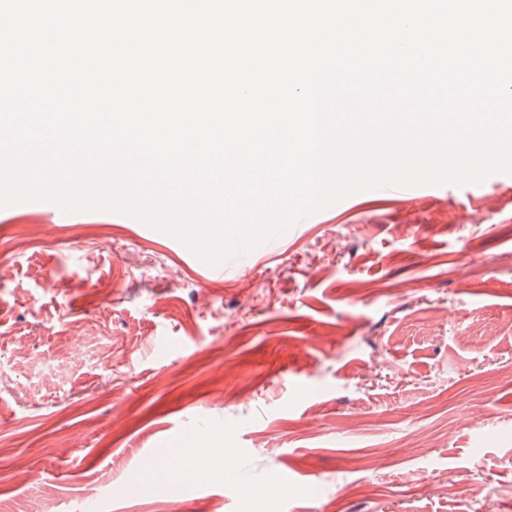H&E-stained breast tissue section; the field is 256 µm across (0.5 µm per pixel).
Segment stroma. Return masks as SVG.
Returning a JSON list of instances; mask_svg holds the SVG:
<instances>
[{
    "label": "stroma",
    "mask_w": 512,
    "mask_h": 512,
    "mask_svg": "<svg viewBox=\"0 0 512 512\" xmlns=\"http://www.w3.org/2000/svg\"><path fill=\"white\" fill-rule=\"evenodd\" d=\"M54 211L0 208V512H512V174L350 194L221 276Z\"/></svg>",
    "instance_id": "35a3bbf8"
}]
</instances>
